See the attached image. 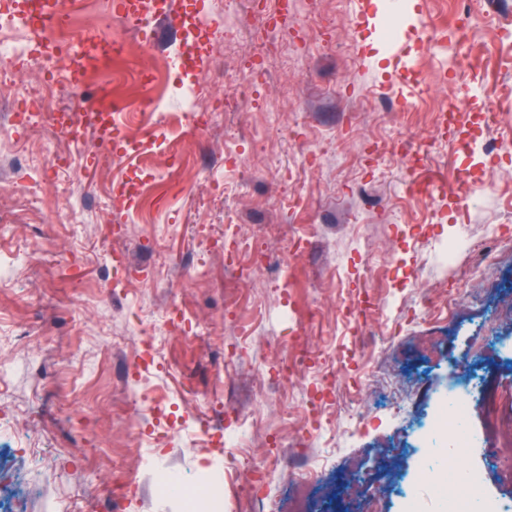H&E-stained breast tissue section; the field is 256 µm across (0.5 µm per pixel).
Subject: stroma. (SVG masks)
Segmentation results:
<instances>
[{"mask_svg": "<svg viewBox=\"0 0 512 512\" xmlns=\"http://www.w3.org/2000/svg\"><path fill=\"white\" fill-rule=\"evenodd\" d=\"M288 2H177L236 46L181 75L144 118L166 144V115L190 112L194 84L223 97L208 133L179 130L196 191L166 195L159 168L144 198L126 200L123 170L39 118L0 139L30 174L58 152L77 158L43 190L0 181V512H253L232 486L236 443L272 455L303 424L310 450L266 478L262 512H289L292 483L311 471L306 512H363L348 492L360 471L380 512H448L452 472L465 512L512 503V460L481 446L449 460L444 425L457 366L512 401V163L498 173L485 155L512 144V0H499L502 24L477 22L464 39L459 0H402L398 16L388 0ZM381 141L417 151L414 166L378 156ZM460 175L467 194H442ZM411 180L433 196H406ZM361 184L380 208L364 207ZM478 240L484 253L470 249ZM255 254L249 281L234 279L229 263ZM454 283L450 305L435 290ZM365 298L367 319L343 316ZM143 329L156 357L136 387L164 391L162 418L185 421L163 448L125 437L134 401L113 351ZM236 351L257 376L279 351L296 370L254 397L261 428L230 419L204 441L196 421L223 411ZM128 470L135 499L116 481Z\"/></svg>", "mask_w": 512, "mask_h": 512, "instance_id": "stroma-1", "label": "stroma"}]
</instances>
